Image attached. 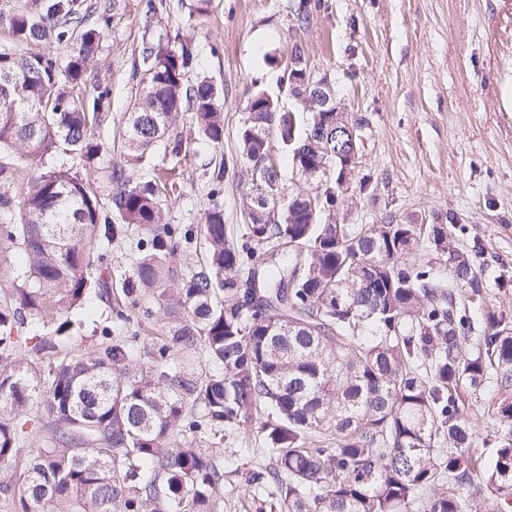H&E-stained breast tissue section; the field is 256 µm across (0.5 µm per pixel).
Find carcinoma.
I'll list each match as a JSON object with an SVG mask.
<instances>
[{
	"mask_svg": "<svg viewBox=\"0 0 512 512\" xmlns=\"http://www.w3.org/2000/svg\"><path fill=\"white\" fill-rule=\"evenodd\" d=\"M165 10L144 0L142 88L115 162L94 137L112 128L111 87L80 93L110 7L0 0V465L14 470L13 512H214L217 447L240 431L270 456L244 476L269 491V512H512V324L483 315L455 225L322 220L344 172L336 113L308 110L300 134L254 91L239 158L210 175L217 194L248 164L249 223L234 233L218 204L199 228L165 220L190 152L171 136L179 118L224 142L220 89L189 80L199 54L151 28ZM306 70L296 45L287 81L305 101L315 83L293 76ZM274 138L307 182L286 199L267 164ZM159 147L168 167L134 177ZM135 233L133 276L116 281L110 253ZM198 239L205 258L185 274L178 256ZM425 251L448 261V280L410 261ZM92 295L113 325L76 349L70 313ZM142 296L151 306L134 318ZM195 354L207 371L188 366ZM465 391L490 392L501 439L485 461Z\"/></svg>",
	"mask_w": 512,
	"mask_h": 512,
	"instance_id": "carcinoma-1",
	"label": "carcinoma"
}]
</instances>
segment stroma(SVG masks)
I'll return each instance as SVG.
<instances>
[{"mask_svg":"<svg viewBox=\"0 0 512 512\" xmlns=\"http://www.w3.org/2000/svg\"><path fill=\"white\" fill-rule=\"evenodd\" d=\"M159 28L196 46L195 78L224 90V144H200L165 213L171 224H202L212 202L224 221L247 223L251 183L228 171L219 195L204 166L237 152L248 97L260 88L306 114L282 81L293 45L314 77L333 82L344 112L358 119L359 152L333 220L339 224L454 223L453 244L484 271L482 306L512 322V0H213L189 15L180 0ZM140 0H119L85 88L112 87V114L139 89L133 75L144 32ZM258 436H227L219 512H263L243 473L263 462Z\"/></svg>","mask_w":512,"mask_h":512,"instance_id":"obj_1","label":"stroma"}]
</instances>
